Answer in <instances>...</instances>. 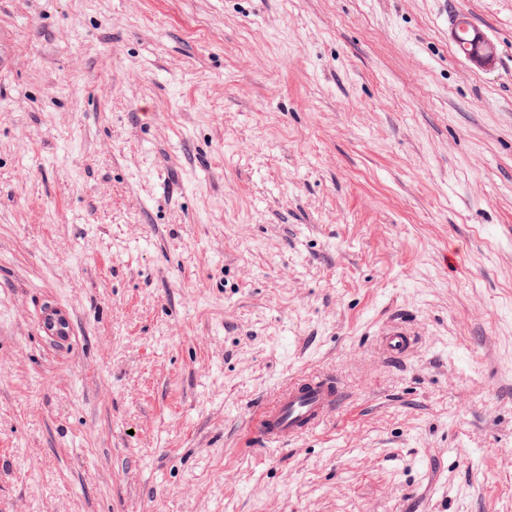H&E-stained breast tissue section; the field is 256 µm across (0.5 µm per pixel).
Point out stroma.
I'll return each mask as SVG.
<instances>
[{
  "label": "stroma",
  "mask_w": 512,
  "mask_h": 512,
  "mask_svg": "<svg viewBox=\"0 0 512 512\" xmlns=\"http://www.w3.org/2000/svg\"><path fill=\"white\" fill-rule=\"evenodd\" d=\"M0 512H512V0H0ZM473 42L478 45L477 49L469 52L467 58L476 66L487 68L494 64L495 49L479 32L475 30ZM382 336V344L386 353L393 357L404 355L412 344L410 334L401 325L391 326ZM342 400L330 375H306L290 381L254 412L249 434L268 445L280 444L320 426Z\"/></svg>",
  "instance_id": "35a3bbf8"
}]
</instances>
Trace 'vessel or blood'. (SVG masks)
I'll list each match as a JSON object with an SVG mask.
<instances>
[{
	"label": "vessel or blood",
	"mask_w": 512,
	"mask_h": 512,
	"mask_svg": "<svg viewBox=\"0 0 512 512\" xmlns=\"http://www.w3.org/2000/svg\"><path fill=\"white\" fill-rule=\"evenodd\" d=\"M387 354L404 355L412 344L403 326L394 325L382 337ZM342 390L332 376L306 375L290 381L254 412L250 436L268 445L279 444L315 430L335 411Z\"/></svg>",
	"instance_id": "b4317fda"
}]
</instances>
